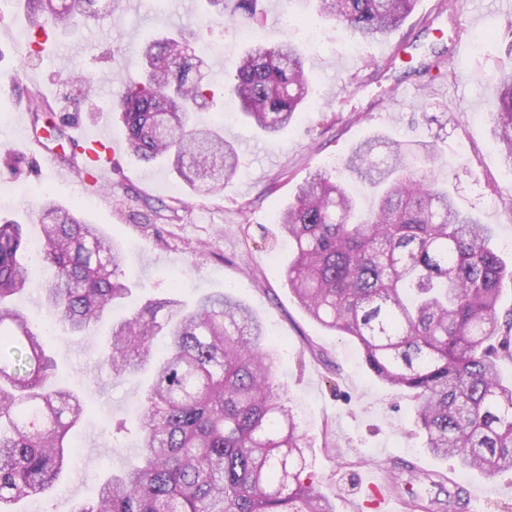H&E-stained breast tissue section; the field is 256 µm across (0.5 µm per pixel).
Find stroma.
<instances>
[{
    "mask_svg": "<svg viewBox=\"0 0 512 512\" xmlns=\"http://www.w3.org/2000/svg\"><path fill=\"white\" fill-rule=\"evenodd\" d=\"M262 25L245 30L201 27L203 0H139L136 11L113 12L103 23L71 34L56 33L30 54L31 32L18 4L0 11V188L21 186L26 195L0 207L17 218L32 194L77 204L84 219L120 242L135 295L178 291L193 300L227 291L247 304L271 336L280 358L277 380L301 419L314 448L309 470L336 512H373L358 495L369 473L393 464L445 473L481 501L483 512H512V474L488 478L462 471L455 461L425 454L413 432L411 401L367 370L358 344L321 327L303 312L281 275L288 242L276 214L310 171L347 158L371 136L437 139L433 168L454 190L459 205L496 229L495 244L512 260V173L497 147L490 115L497 84L512 72V56L497 31L512 20V0H418L412 15L382 41H356L323 17L317 0H303V23L286 24L288 0H262ZM460 14L468 34L445 32ZM182 29L206 62L214 92H221L233 59L261 44L292 38L302 50L312 82L309 107L271 140L240 120L204 110L194 120L223 132L238 150L237 172L216 194L191 191L167 167L149 165L125 150V131L111 108L122 82L141 79L145 64L116 47ZM440 59L453 79H431L421 66ZM95 76V89L70 97L71 72ZM35 87L75 132L109 128L115 153L106 176L110 189L82 181L61 157V148L36 146L28 88ZM151 199L161 212L142 222L132 193ZM102 332L58 333L51 354L58 375L68 377L91 413L77 431L76 453L59 482L40 497L42 512H71L98 480L141 461L133 418L143 376L112 379L99 361ZM333 440L340 456L325 448Z\"/></svg>",
    "mask_w": 512,
    "mask_h": 512,
    "instance_id": "obj_1",
    "label": "stroma"
}]
</instances>
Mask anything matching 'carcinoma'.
<instances>
[{
    "mask_svg": "<svg viewBox=\"0 0 512 512\" xmlns=\"http://www.w3.org/2000/svg\"><path fill=\"white\" fill-rule=\"evenodd\" d=\"M24 0L36 37L112 15L119 0ZM418 0H318L322 15L360 40L388 38ZM204 25L260 20L259 0H207ZM146 74L113 102L126 151L163 162L191 189L217 192L239 163L235 146L190 114L214 99L186 37L144 41ZM299 47L256 46L233 63L223 96L245 122L274 139L310 102ZM491 112L512 170V73ZM434 144L377 136L344 170L377 189L356 220L357 197L338 170L318 169L277 213L293 246L289 291L324 328L358 341L371 373L413 398L424 450L488 477L512 471V307H501L512 266L495 250V228L460 209L428 165ZM22 224L0 220V510L41 494L75 452L70 431L85 407L58 378L50 336L14 299L38 287L65 332L82 336L131 294L122 249L80 212L43 195ZM103 363L115 377L149 371L138 417L142 466L112 474L71 512H336L305 481L313 445L275 381L277 358L262 322L228 292L188 306L149 299L112 322ZM395 478L412 512H433L413 484L444 488L443 475L406 470Z\"/></svg>",
    "mask_w": 512,
    "mask_h": 512,
    "instance_id": "carcinoma-1",
    "label": "carcinoma"
}]
</instances>
